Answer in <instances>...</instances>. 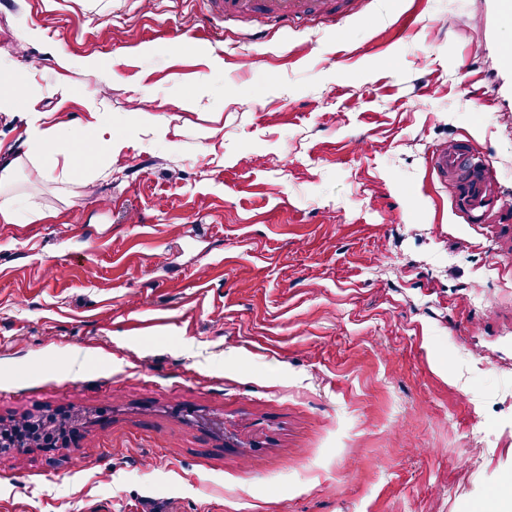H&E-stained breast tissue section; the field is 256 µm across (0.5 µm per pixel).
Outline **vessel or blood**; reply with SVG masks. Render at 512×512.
Masks as SVG:
<instances>
[{
  "instance_id": "obj_1",
  "label": "vessel or blood",
  "mask_w": 512,
  "mask_h": 512,
  "mask_svg": "<svg viewBox=\"0 0 512 512\" xmlns=\"http://www.w3.org/2000/svg\"><path fill=\"white\" fill-rule=\"evenodd\" d=\"M214 11L225 15L256 14L269 20L290 21L317 17L327 9L326 0H213ZM430 167L438 178L455 175L459 178L462 204L469 216H484L495 206L485 187L487 160L471 150L433 152Z\"/></svg>"
}]
</instances>
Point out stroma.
Here are the masks:
<instances>
[{
  "label": "stroma",
  "instance_id": "35a3bbf8",
  "mask_svg": "<svg viewBox=\"0 0 512 512\" xmlns=\"http://www.w3.org/2000/svg\"><path fill=\"white\" fill-rule=\"evenodd\" d=\"M494 3L370 0L248 42L260 16L204 0H0V60L42 122L112 132L94 172L27 165L0 221V423L84 418L75 442L0 451V512H493L512 484ZM451 143L488 161L486 218L428 168Z\"/></svg>",
  "mask_w": 512,
  "mask_h": 512
}]
</instances>
